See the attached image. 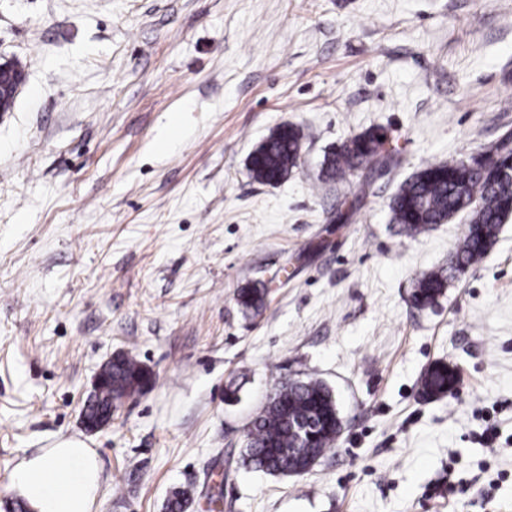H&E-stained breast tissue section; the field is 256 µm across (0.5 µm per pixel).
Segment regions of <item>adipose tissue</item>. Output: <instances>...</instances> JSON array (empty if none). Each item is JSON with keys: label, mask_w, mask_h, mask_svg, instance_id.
Wrapping results in <instances>:
<instances>
[{"label": "adipose tissue", "mask_w": 512, "mask_h": 512, "mask_svg": "<svg viewBox=\"0 0 512 512\" xmlns=\"http://www.w3.org/2000/svg\"><path fill=\"white\" fill-rule=\"evenodd\" d=\"M102 485L95 451L81 441L66 440L24 458L10 489L29 512H92Z\"/></svg>", "instance_id": "adipose-tissue-1"}]
</instances>
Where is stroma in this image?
Returning a JSON list of instances; mask_svg holds the SVG:
<instances>
[{"label": "stroma", "mask_w": 512, "mask_h": 512, "mask_svg": "<svg viewBox=\"0 0 512 512\" xmlns=\"http://www.w3.org/2000/svg\"><path fill=\"white\" fill-rule=\"evenodd\" d=\"M0 512L22 458L78 437L106 479L96 512H512V218L448 268L457 216L410 238L399 186L512 131V0H0ZM300 166L266 185L279 125ZM381 128L397 161L324 182L332 147ZM266 286L261 314L237 303ZM153 382L92 432L80 416L118 352ZM459 369L455 396L420 377ZM313 376L343 430L301 476L238 469L276 382ZM498 437L475 442L485 412ZM305 138L304 131L293 125L273 130L249 156L254 179L266 184L286 181L299 166ZM460 382L459 374L443 362L431 364L421 377L424 395L445 397L454 395Z\"/></svg>", "instance_id": "obj_1"}]
</instances>
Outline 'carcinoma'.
<instances>
[{
  "label": "carcinoma",
  "instance_id": "obj_1",
  "mask_svg": "<svg viewBox=\"0 0 512 512\" xmlns=\"http://www.w3.org/2000/svg\"><path fill=\"white\" fill-rule=\"evenodd\" d=\"M381 130L362 132L337 146L325 157L323 172L331 180L342 178L362 167L383 165L398 152V146L383 148ZM304 131L293 125L273 130L250 154L249 167L255 180L276 184L288 179L298 168ZM512 158V139L499 138L484 151L466 160L431 163L418 170L392 198L394 223L409 237L432 224H444L460 214H468V224L448 265V274L421 277L412 293L418 308L433 305L447 288L448 281L480 262L488 253L501 224L512 215V179L500 180L485 171L481 158ZM263 288H243L237 302L245 312H259ZM107 386L90 397L86 408L95 414L116 406L134 387L138 378L151 381L152 374L136 357L122 353L112 359L106 371ZM459 374L448 364L435 362L421 377L423 394L445 397L455 394ZM339 411L332 391L320 380L308 378L275 384L269 400L250 421L240 464L249 470L286 475L307 468L308 459H321L339 436ZM303 420L312 438L295 427Z\"/></svg>",
  "mask_w": 512,
  "mask_h": 512
}]
</instances>
